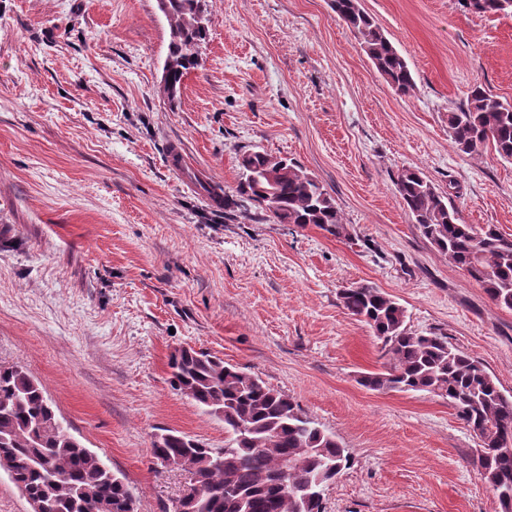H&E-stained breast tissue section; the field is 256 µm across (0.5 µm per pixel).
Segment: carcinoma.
<instances>
[{
    "label": "carcinoma",
    "mask_w": 512,
    "mask_h": 512,
    "mask_svg": "<svg viewBox=\"0 0 512 512\" xmlns=\"http://www.w3.org/2000/svg\"><path fill=\"white\" fill-rule=\"evenodd\" d=\"M483 15H511L512 0H460ZM337 17L357 35L373 66L401 95L414 90L406 59L360 0H331ZM168 52L160 92L178 103L184 78L203 65L209 26L204 0H166ZM453 147L477 154L491 146L512 160V103L480 84L466 104L448 113ZM242 177L234 192L211 194L224 215L246 204L261 207L279 224H314L346 234L335 200L302 166L265 151L242 155ZM397 194L422 235L480 285L496 304L512 309V238L495 225L459 222L448 197L416 167L402 169ZM342 307L366 323L381 341L383 370L361 378L370 390L424 392L448 400L479 438L478 465L495 491L502 512H512V396L485 366L448 344L435 332H410L406 310L374 284L350 285L339 293ZM173 389L206 413L224 420V447L210 448L177 431L154 442L159 463L174 461L194 478L181 497L184 512H323L326 488L349 466L336 436L308 418L287 394L224 359L183 348L168 363ZM290 472L281 485L283 469ZM0 469L7 471L34 512H129L133 494L126 479L62 426L42 384L19 365H0Z\"/></svg>",
    "instance_id": "cac0c4a2"
}]
</instances>
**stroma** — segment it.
<instances>
[{
  "mask_svg": "<svg viewBox=\"0 0 512 512\" xmlns=\"http://www.w3.org/2000/svg\"><path fill=\"white\" fill-rule=\"evenodd\" d=\"M207 2L205 62L174 106L156 0H0V363L43 384L137 512L191 484L157 465L160 430L224 445L223 421L169 384L182 347L258 375L336 436L351 464L324 512H501L446 399L361 385L381 343L338 291L376 284L411 332L447 336L512 395V310L430 245L394 185L419 168L462 223L512 236V161L448 137L473 84L512 103V16L360 0L409 64L405 97L329 0ZM247 150L312 173L346 236L255 205L225 216L208 189H235Z\"/></svg>",
  "mask_w": 512,
  "mask_h": 512,
  "instance_id": "35a3bbf8",
  "label": "stroma"
}]
</instances>
